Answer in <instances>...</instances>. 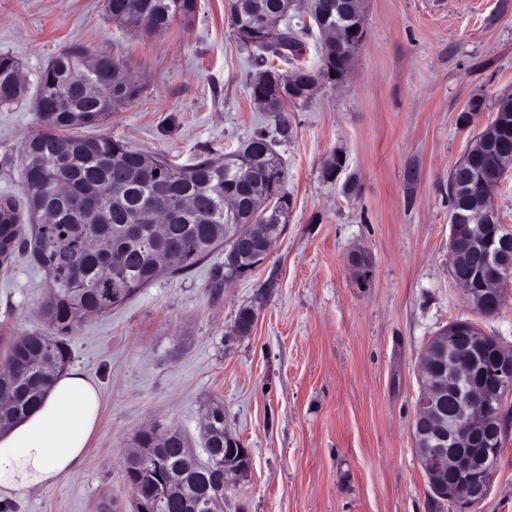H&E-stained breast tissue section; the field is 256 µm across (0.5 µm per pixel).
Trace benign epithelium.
<instances>
[{"label":"benign epithelium","mask_w":512,"mask_h":512,"mask_svg":"<svg viewBox=\"0 0 512 512\" xmlns=\"http://www.w3.org/2000/svg\"><path fill=\"white\" fill-rule=\"evenodd\" d=\"M501 156L504 162L499 171L483 181L481 191L470 198L466 210L451 208L448 212L453 280L471 305L486 314L504 306L508 293L504 283L512 278V258L508 260L502 253L512 245V239L498 241L485 233L490 225L500 223L493 189L512 169L508 153L504 151ZM458 335L460 326L448 324L447 371L432 369L435 351L427 350L422 356V397L412 428L416 440L424 444L416 453L431 486L441 488L447 485L448 477H454L448 495L455 501L457 512H469L485 498L490 487L497 456V449L493 448V410L499 396L512 391V353L498 350L495 360L484 370V381L471 385L468 380L484 342L469 340L468 359L462 360L457 356ZM445 396L455 400L449 414L439 407ZM248 459L250 451L242 447L224 459V484L241 474Z\"/></svg>","instance_id":"obj_1"}]
</instances>
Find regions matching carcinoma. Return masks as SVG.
<instances>
[{
    "label": "carcinoma",
    "instance_id": "1",
    "mask_svg": "<svg viewBox=\"0 0 512 512\" xmlns=\"http://www.w3.org/2000/svg\"><path fill=\"white\" fill-rule=\"evenodd\" d=\"M310 17L320 31L338 27L348 33L358 22L336 11V0H314ZM198 0H106L112 22L144 32H161L175 21H190ZM297 0H231L232 28L241 43L259 51L249 78L251 95L267 100L276 113L279 132L288 136V106L310 99L285 98L278 87L277 62L301 60L305 48L292 21ZM356 49L323 40L316 67L295 65L296 80L310 87L351 68ZM19 63L0 54V108H11L28 93L16 89L22 79ZM141 89L119 57L75 46L53 57L39 75L36 108L42 131L25 143L22 202L0 201V270L13 259L29 256L48 276L41 313L44 334L0 340V430L25 415L71 362L70 340L89 316L112 311L157 279L184 273L217 248L241 247L238 266L214 269L212 284L253 269L256 255L284 231L290 199L287 172L278 152L261 132L217 163L201 155L190 165L129 147L108 135L84 136L79 131L98 126L114 112L135 102ZM494 122L506 124L512 145V94L497 100ZM496 154L476 151L448 182V202L460 206L462 184L474 183L495 166ZM283 191L278 206L264 203ZM238 202L237 212L224 215V200ZM161 207L172 218L157 234L142 227L132 234L129 218ZM255 310L241 309L235 320L240 336L249 334ZM501 423L497 447L512 426V402H497ZM200 459L177 428L155 425L139 432L136 451L126 461L125 478L134 495L153 512H196L202 501L224 500V406L209 405L204 414Z\"/></svg>",
    "mask_w": 512,
    "mask_h": 512
}]
</instances>
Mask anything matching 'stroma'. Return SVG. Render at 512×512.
<instances>
[{
  "mask_svg": "<svg viewBox=\"0 0 512 512\" xmlns=\"http://www.w3.org/2000/svg\"><path fill=\"white\" fill-rule=\"evenodd\" d=\"M365 30L346 79L293 109L276 144L292 209L269 258L217 292L214 252L86 320L72 362L100 385L98 429L78 472L13 512H102L108 499L133 512V436L159 423L200 444L216 401L251 453L224 512H431L411 429L420 356L472 315L450 274L448 172L512 93V0H367ZM73 44L124 59L142 85L90 135L188 164L275 131L250 96L254 53L233 34L229 0H198L191 22L155 35L112 23L105 0H0V54L29 83ZM476 98L482 112L461 127ZM40 129L33 101L0 108V198H21V143ZM337 154L332 180L323 165ZM361 248L374 258L364 280L349 265ZM46 287L23 257L0 276V336L45 330ZM245 306L257 320L240 336ZM475 512H512V433Z\"/></svg>",
  "mask_w": 512,
  "mask_h": 512,
  "instance_id": "35a3bbf8",
  "label": "stroma"
}]
</instances>
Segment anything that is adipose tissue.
<instances>
[{"label": "adipose tissue", "instance_id": "obj_1", "mask_svg": "<svg viewBox=\"0 0 512 512\" xmlns=\"http://www.w3.org/2000/svg\"><path fill=\"white\" fill-rule=\"evenodd\" d=\"M100 407L99 388L82 368L61 371L37 407L0 432V502L50 489L77 472Z\"/></svg>", "mask_w": 512, "mask_h": 512}]
</instances>
